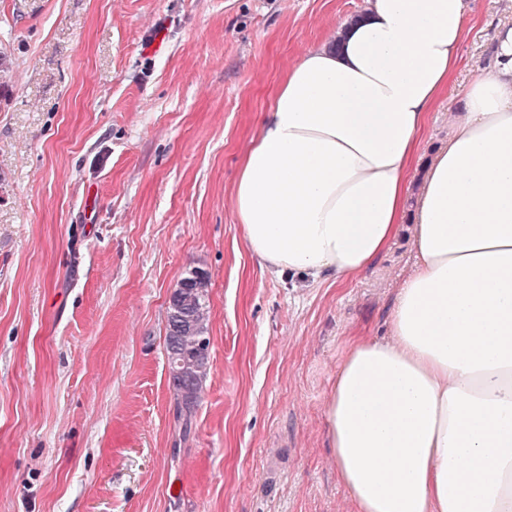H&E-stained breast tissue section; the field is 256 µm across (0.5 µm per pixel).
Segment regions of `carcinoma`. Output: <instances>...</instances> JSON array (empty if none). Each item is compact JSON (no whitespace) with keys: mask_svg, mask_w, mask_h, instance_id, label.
<instances>
[{"mask_svg":"<svg viewBox=\"0 0 512 512\" xmlns=\"http://www.w3.org/2000/svg\"><path fill=\"white\" fill-rule=\"evenodd\" d=\"M209 305L206 296L191 289L182 291L179 307L168 306L165 327L167 360L177 363L176 373L169 377L174 401V417L181 439L192 432L199 398L203 390L210 357L198 353L197 339L209 331Z\"/></svg>","mask_w":512,"mask_h":512,"instance_id":"carcinoma-1","label":"carcinoma"}]
</instances>
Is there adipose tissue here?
Listing matches in <instances>:
<instances>
[{"label":"adipose tissue","mask_w":512,"mask_h":512,"mask_svg":"<svg viewBox=\"0 0 512 512\" xmlns=\"http://www.w3.org/2000/svg\"><path fill=\"white\" fill-rule=\"evenodd\" d=\"M467 12L366 0L289 66L232 193L259 265L315 284L354 279L410 232L388 335L350 338L326 400L358 512H512L511 23L457 95L447 145L420 156Z\"/></svg>","instance_id":"obj_1"}]
</instances>
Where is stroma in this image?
<instances>
[{
	"label": "stroma",
	"mask_w": 512,
	"mask_h": 512,
	"mask_svg": "<svg viewBox=\"0 0 512 512\" xmlns=\"http://www.w3.org/2000/svg\"><path fill=\"white\" fill-rule=\"evenodd\" d=\"M365 0H0V512H357L325 401L385 336L408 232L363 276L261 268L230 206L288 66ZM512 0H470L456 89ZM206 273L210 370L176 444L168 297Z\"/></svg>",
	"instance_id": "1"
}]
</instances>
